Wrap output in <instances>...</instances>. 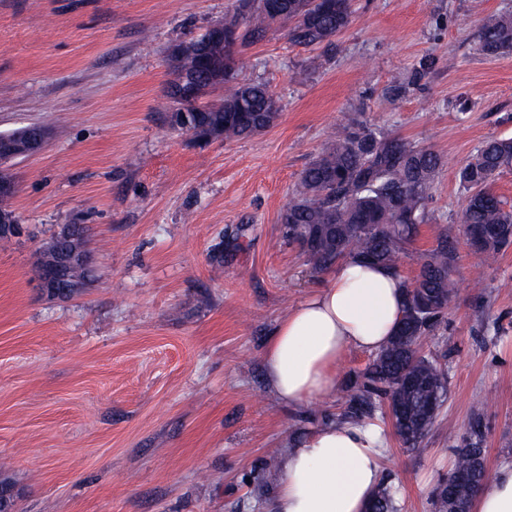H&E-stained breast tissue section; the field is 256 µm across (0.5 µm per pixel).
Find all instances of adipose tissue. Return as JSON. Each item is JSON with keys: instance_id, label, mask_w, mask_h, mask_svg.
Instances as JSON below:
<instances>
[{"instance_id": "1", "label": "adipose tissue", "mask_w": 512, "mask_h": 512, "mask_svg": "<svg viewBox=\"0 0 512 512\" xmlns=\"http://www.w3.org/2000/svg\"><path fill=\"white\" fill-rule=\"evenodd\" d=\"M406 290L390 269L351 257L279 319L263 351L266 382L283 405L333 396L349 349L378 351L400 324ZM384 436L332 421L286 447L269 512H364L383 485ZM472 512H512V461L499 464Z\"/></svg>"}]
</instances>
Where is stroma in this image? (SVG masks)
Listing matches in <instances>:
<instances>
[{"label":"stroma","mask_w":512,"mask_h":512,"mask_svg":"<svg viewBox=\"0 0 512 512\" xmlns=\"http://www.w3.org/2000/svg\"><path fill=\"white\" fill-rule=\"evenodd\" d=\"M237 0H0V133L50 127L15 160L24 236L0 240V467L18 512H266L291 439L338 417L345 389L299 407L268 389L277 321L321 282L280 222L302 171L361 108L444 159L401 262L443 236L459 295L424 350L448 398L422 451L384 412L385 481L401 512L433 492L489 399V469L512 458V249L487 263L460 223L459 169L512 137V51H478L512 0H354L332 42L284 29L241 52L237 78L281 112L251 137L174 129L170 53L223 24ZM64 224L89 228L93 276L67 299L39 286L37 254Z\"/></svg>","instance_id":"1"}]
</instances>
